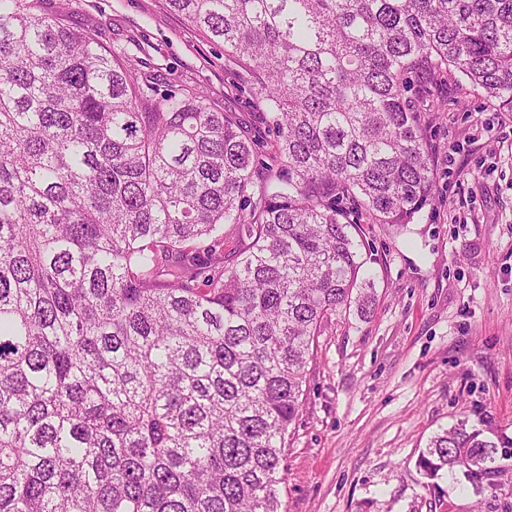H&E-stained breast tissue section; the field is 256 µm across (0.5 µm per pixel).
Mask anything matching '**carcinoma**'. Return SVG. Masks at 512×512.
<instances>
[{
	"label": "carcinoma",
	"mask_w": 512,
	"mask_h": 512,
	"mask_svg": "<svg viewBox=\"0 0 512 512\" xmlns=\"http://www.w3.org/2000/svg\"><path fill=\"white\" fill-rule=\"evenodd\" d=\"M43 2L0 0V512H279L311 345L373 298L342 204L432 199L413 74L512 112V0H166L254 77L262 179L201 86L147 95ZM497 454L462 420L418 465L477 483Z\"/></svg>",
	"instance_id": "cac0c4a2"
}]
</instances>
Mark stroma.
<instances>
[{"label": "stroma", "mask_w": 512, "mask_h": 512, "mask_svg": "<svg viewBox=\"0 0 512 512\" xmlns=\"http://www.w3.org/2000/svg\"><path fill=\"white\" fill-rule=\"evenodd\" d=\"M108 45L161 71V96L190 78L209 105L254 136L260 176L276 165L274 132L251 102L253 78L230 70L165 0H45ZM430 100L432 200L404 225L377 224L353 201L367 245L369 314L329 317L311 348L303 410L277 486L281 512H512V112L458 74L415 77ZM492 432L505 453L477 483L429 479L418 458L460 420Z\"/></svg>", "instance_id": "stroma-1"}]
</instances>
